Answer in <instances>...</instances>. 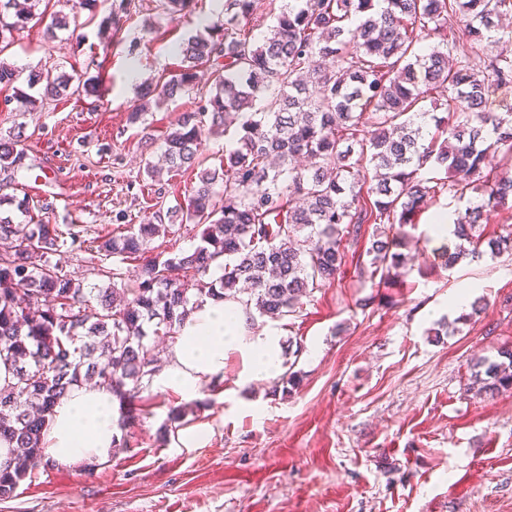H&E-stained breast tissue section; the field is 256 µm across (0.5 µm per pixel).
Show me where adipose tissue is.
<instances>
[{"label": "adipose tissue", "instance_id": "adipose-tissue-1", "mask_svg": "<svg viewBox=\"0 0 512 512\" xmlns=\"http://www.w3.org/2000/svg\"><path fill=\"white\" fill-rule=\"evenodd\" d=\"M240 307L208 299L194 310L173 340L167 363L153 379L155 391L196 398L200 385L224 372L227 352L253 356L250 374L274 377L280 366L277 337L240 336ZM120 403L111 389L84 385L71 389L54 406L45 428L42 454L58 466L83 470L108 462L121 437Z\"/></svg>", "mask_w": 512, "mask_h": 512}]
</instances>
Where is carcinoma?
Returning a JSON list of instances; mask_svg holds the SVG:
<instances>
[{"mask_svg": "<svg viewBox=\"0 0 512 512\" xmlns=\"http://www.w3.org/2000/svg\"><path fill=\"white\" fill-rule=\"evenodd\" d=\"M41 0L0 4V52L36 16ZM259 0H224V19L206 37L182 48L178 73L138 86V121L151 107L188 95L197 68L210 63L206 103L183 112L162 148L168 170L196 173L185 205L176 208L197 228L200 244L139 267L134 284L119 288L120 273L98 269L108 283L86 284L52 262L79 234L56 224H17L0 216V359L16 383L0 389V441L13 458L0 467V500L44 461L42 430L57 401L93 381L112 389L120 424L158 372L150 337L173 339L205 297L240 303L249 315L291 316L316 285L340 276L342 241L375 224L360 277L379 288L412 268L399 236L382 227L415 223L448 192L460 199L482 190L475 205L455 212L462 241L448 266L468 255L512 256V231L484 239L487 211L512 200V112L487 109L493 89L512 85V31L501 20L512 0H267L276 23L261 39L247 28ZM194 0H161L169 15L192 10ZM69 26L51 15L47 38ZM460 27L471 56L456 58L450 37ZM434 41L426 54L419 44ZM98 78L74 81L57 69L35 71L28 85L42 99L93 97ZM446 94L441 102L434 93ZM258 100L265 106L255 108ZM441 108L446 117L426 107ZM229 134L219 166H204L212 136ZM25 159L17 141L0 137V172ZM451 179L435 178L438 169ZM165 224L129 225L97 246L124 261L143 251ZM224 259L223 273L209 277ZM473 383L494 394L512 389V352L473 363ZM186 409H169L170 426Z\"/></svg>", "mask_w": 512, "mask_h": 512, "instance_id": "cac0c4a2", "label": "carcinoma"}]
</instances>
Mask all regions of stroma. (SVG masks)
<instances>
[{"label":"stroma","instance_id":"stroma-1","mask_svg":"<svg viewBox=\"0 0 512 512\" xmlns=\"http://www.w3.org/2000/svg\"><path fill=\"white\" fill-rule=\"evenodd\" d=\"M41 9L74 12L75 30L50 40L31 24L0 52L21 71L0 85V135L27 149L12 175L16 198L37 206L0 207L15 221L78 225L100 241L121 224L153 222L191 195L189 173L151 182L145 158L158 157L181 112L208 97L196 92L150 109L143 121L129 79L163 82L178 70V46L202 32L214 0H196L191 14L170 17L159 0H131L114 34L100 33L72 0H42ZM56 67L98 77L95 98L44 101L28 110L26 74ZM443 194L405 226L414 267L402 281L373 288L355 265L372 235L344 239L343 276L315 288L299 313L255 320L254 331L279 337L281 358L295 361L300 384L275 390L273 380L245 376L247 358L228 354L223 377L205 383L190 403L184 428L205 427L206 444L158 432L179 399L144 392L125 429L128 447L109 463L78 472L51 466L20 482L0 512H512V390L494 395L471 387L479 357L512 350V258L465 259L447 265L458 241L432 236L437 214L454 212ZM192 225L173 221L149 241L139 260L121 265L133 278L139 262L196 246ZM481 298L476 315L451 308L457 293Z\"/></svg>","mask_w":512,"mask_h":512}]
</instances>
